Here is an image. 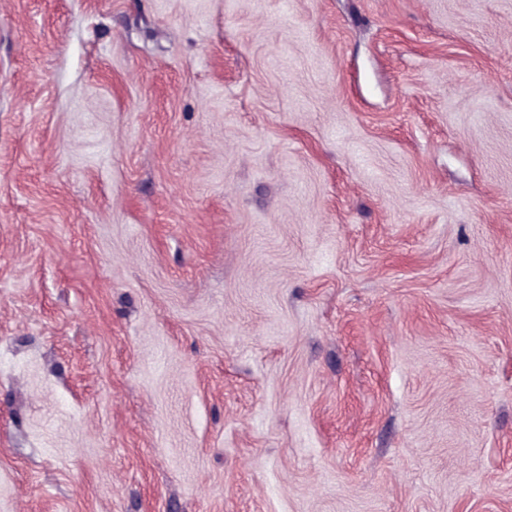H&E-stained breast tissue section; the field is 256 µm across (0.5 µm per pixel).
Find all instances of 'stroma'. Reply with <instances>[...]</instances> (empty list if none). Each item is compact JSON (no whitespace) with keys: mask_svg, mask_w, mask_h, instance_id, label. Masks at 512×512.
Here are the masks:
<instances>
[{"mask_svg":"<svg viewBox=\"0 0 512 512\" xmlns=\"http://www.w3.org/2000/svg\"><path fill=\"white\" fill-rule=\"evenodd\" d=\"M0 512H512V0H0Z\"/></svg>","mask_w":512,"mask_h":512,"instance_id":"stroma-1","label":"stroma"}]
</instances>
